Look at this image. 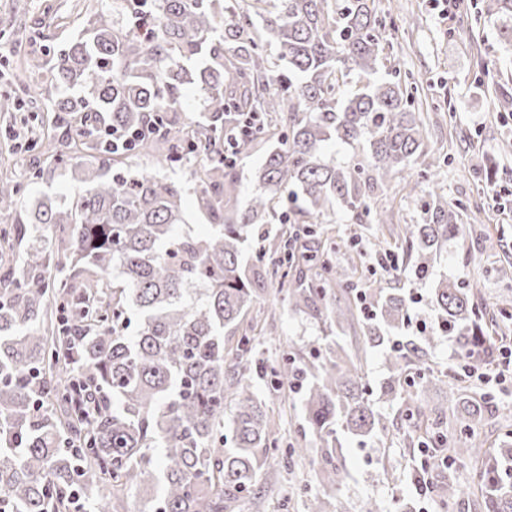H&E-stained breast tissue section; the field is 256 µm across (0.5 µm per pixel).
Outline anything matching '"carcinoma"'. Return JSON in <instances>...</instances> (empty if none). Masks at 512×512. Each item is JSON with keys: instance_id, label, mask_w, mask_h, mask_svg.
<instances>
[{"instance_id": "1", "label": "carcinoma", "mask_w": 512, "mask_h": 512, "mask_svg": "<svg viewBox=\"0 0 512 512\" xmlns=\"http://www.w3.org/2000/svg\"><path fill=\"white\" fill-rule=\"evenodd\" d=\"M337 2L127 0L134 27L101 11L93 37L60 54L45 81L32 88L15 74L16 91L61 113V125L80 119L76 133L57 140L55 166L78 152L84 163L82 187L46 199L35 214L34 223L58 226L59 237L32 238L16 225L22 263L0 277V512H70L77 491L87 512H118L131 490L141 495L139 512H228L257 485L276 444L246 376L258 338L242 335L230 363L224 354V328L243 322L256 269L273 248L262 244L252 263L242 259L253 226L284 205L312 224L330 223L338 208L362 221L375 191L426 156L430 132L414 109L417 81L382 75L383 23L371 0ZM483 9L502 21L501 37L512 44V0H484ZM192 57L195 69L180 63ZM352 74L359 86L350 91ZM192 83L204 91L203 112L182 122L183 86ZM76 86L81 93H64ZM244 112L258 113L261 126L242 151L267 145L260 187L245 207L237 174L224 165V129ZM150 122L153 133L124 148L98 133L110 126L129 135ZM333 138L356 145L343 163L323 158ZM156 150L168 161L205 155L195 197L211 216L207 233L182 228V187L131 168L108 176L121 159ZM20 190L0 177V215L17 210ZM463 210L433 190L423 223L406 225L395 240L394 270L429 285L434 326L404 335L411 294L377 288L376 316L363 332L368 347L389 350L387 400L402 395L412 369L420 391L444 386L457 395L448 429L425 424L427 409L418 405L406 415V435L438 457L476 466L480 512H512L509 406L427 366L428 349L444 336L464 360L492 356L512 331L508 304L488 313L476 286L433 277L441 251L463 231ZM296 259L320 273L308 282L289 278ZM272 276L292 309L338 330L354 317L351 305L332 298V287H353L349 271L322 252L297 255L286 237ZM272 377L275 387L301 383L306 429L321 448L320 490L307 508L331 512L340 436H373L381 419L367 397L362 357L328 336L324 351L284 363ZM490 416L506 428L494 442L480 430ZM434 489L451 505L465 486L450 478Z\"/></svg>"}]
</instances>
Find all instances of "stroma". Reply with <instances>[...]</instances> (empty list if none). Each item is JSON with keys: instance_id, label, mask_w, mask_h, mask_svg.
<instances>
[{"instance_id": "stroma-1", "label": "stroma", "mask_w": 512, "mask_h": 512, "mask_svg": "<svg viewBox=\"0 0 512 512\" xmlns=\"http://www.w3.org/2000/svg\"><path fill=\"white\" fill-rule=\"evenodd\" d=\"M374 6L384 24L388 59L419 82L415 108L441 110L427 149L443 160L440 182L449 204L465 206L464 231L449 242L436 271L478 284L483 305L512 299V112L495 107L502 96H512V45L502 40L500 20L483 12L481 0H465L445 17L434 0H374ZM111 8L112 0H0V15L12 18L15 31L13 37L0 36V58L21 68L35 55L51 67L73 41L88 37V17ZM57 133L55 114L48 108L0 112V172L22 186L16 213L0 218V233L28 223L34 200L58 199L75 190V173L59 174L52 159ZM486 163L491 166L487 172L482 169ZM419 171V165H412L377 191L374 206L387 212L389 224L420 223L421 201L429 187ZM254 232L270 239L295 236L302 245L364 270L354 290L339 288L335 296L338 302H351L355 314L341 331V342L349 352L364 351L365 382L378 388L387 376L384 352L365 347L361 295L374 284L402 285L377 264L390 251L387 226L368 220L359 229L350 214L340 211L330 224H258ZM244 323L261 330L253 361L266 367L286 354L297 360L309 357L329 333L327 324L293 311L271 277ZM253 388L269 415L279 417L280 432L276 449L263 459L254 493L233 503L231 512H305L304 500L316 488L310 459L319 450L312 440L303 439L308 458L291 454L292 443L303 438L301 397L286 387L273 389L266 376H254ZM409 404L405 397L378 401L382 430L369 438L341 437L336 455L344 473L334 499L337 512H363L371 501L379 502L383 512H477L472 496L458 499L446 511L418 493L412 470L419 466L421 452L402 435L387 431L403 420Z\"/></svg>"}]
</instances>
